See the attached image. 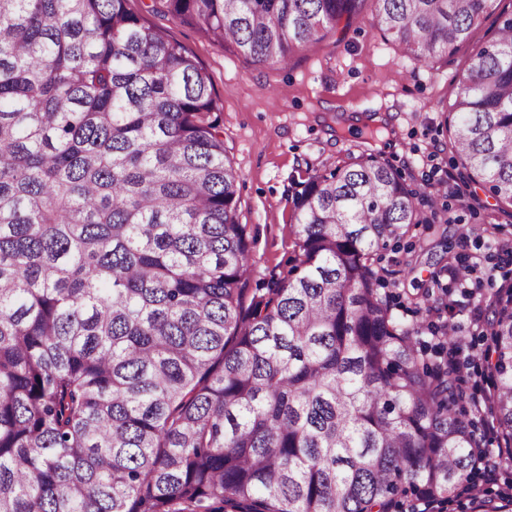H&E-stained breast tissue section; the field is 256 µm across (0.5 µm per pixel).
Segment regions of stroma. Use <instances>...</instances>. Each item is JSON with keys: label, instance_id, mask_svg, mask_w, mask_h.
Masks as SVG:
<instances>
[{"label": "stroma", "instance_id": "stroma-1", "mask_svg": "<svg viewBox=\"0 0 512 512\" xmlns=\"http://www.w3.org/2000/svg\"><path fill=\"white\" fill-rule=\"evenodd\" d=\"M127 6L146 25L181 43L212 81L224 147L239 175V219L254 240L252 286L262 288L286 275L294 256L295 195L326 165L356 154L374 128L369 117L380 115L385 122L374 128L373 150L420 193L422 211H437L414 237L384 250L385 289L407 305L404 317L421 325L422 341L432 342L430 326L449 320L462 336L477 334L487 312L473 293L512 282V208L468 182L455 165L447 122L458 92L455 77L466 69L472 50L494 38L496 16H488L466 42L430 68L404 57L366 11L349 28L328 31L288 63L259 65L164 14L160 0H127ZM353 115L362 116V123L349 124ZM448 182L458 185L460 195L446 192ZM489 224L503 227L492 239L482 235ZM463 254L482 255V271L451 283L450 270ZM447 284L454 287L449 296L440 291ZM425 291L431 310L411 308L412 298ZM508 486L512 469L478 471L443 512H472L483 491Z\"/></svg>", "mask_w": 512, "mask_h": 512}]
</instances>
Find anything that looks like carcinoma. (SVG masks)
<instances>
[{"instance_id": "1", "label": "carcinoma", "mask_w": 512, "mask_h": 512, "mask_svg": "<svg viewBox=\"0 0 512 512\" xmlns=\"http://www.w3.org/2000/svg\"><path fill=\"white\" fill-rule=\"evenodd\" d=\"M260 64L369 8L421 66L502 0H161ZM458 78L451 147L512 206V13ZM213 86L127 0H0V512H398L440 507L487 451L446 354L452 322L399 318L381 251L429 223L362 151L294 201L287 276L252 241ZM488 391L512 445V285ZM473 512H512L488 491Z\"/></svg>"}]
</instances>
